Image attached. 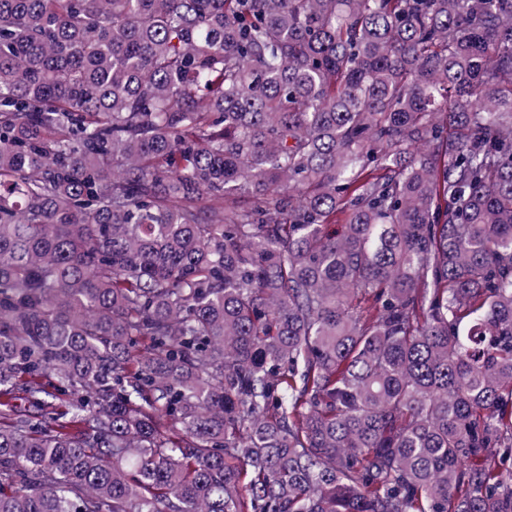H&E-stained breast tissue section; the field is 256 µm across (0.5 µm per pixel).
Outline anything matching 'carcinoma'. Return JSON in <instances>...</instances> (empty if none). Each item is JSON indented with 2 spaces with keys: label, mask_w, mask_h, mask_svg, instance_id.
<instances>
[{
  "label": "carcinoma",
  "mask_w": 512,
  "mask_h": 512,
  "mask_svg": "<svg viewBox=\"0 0 512 512\" xmlns=\"http://www.w3.org/2000/svg\"><path fill=\"white\" fill-rule=\"evenodd\" d=\"M0 406V512H512V0H0Z\"/></svg>",
  "instance_id": "cac0c4a2"
}]
</instances>
